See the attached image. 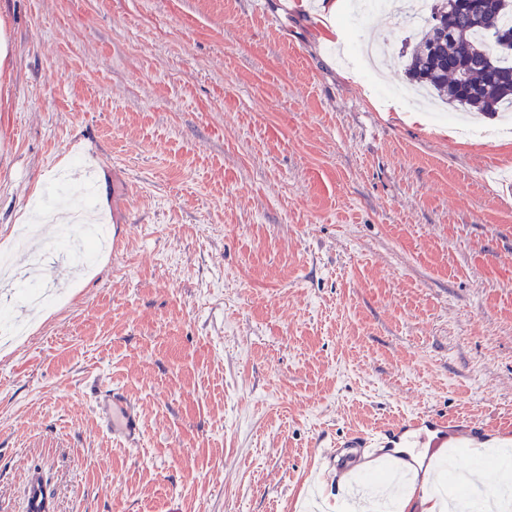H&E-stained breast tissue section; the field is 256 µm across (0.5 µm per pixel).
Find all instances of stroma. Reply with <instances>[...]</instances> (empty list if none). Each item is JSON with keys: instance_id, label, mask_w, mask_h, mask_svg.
<instances>
[{"instance_id": "stroma-1", "label": "stroma", "mask_w": 512, "mask_h": 512, "mask_svg": "<svg viewBox=\"0 0 512 512\" xmlns=\"http://www.w3.org/2000/svg\"><path fill=\"white\" fill-rule=\"evenodd\" d=\"M417 34L376 13L363 41ZM303 0H0V512H485L512 488V121L410 109ZM113 247L82 267L58 212ZM123 221L113 224V210ZM117 387L141 443L96 409ZM417 414L445 443L350 481L348 436Z\"/></svg>"}]
</instances>
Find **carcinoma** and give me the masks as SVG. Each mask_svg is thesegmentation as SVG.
Here are the masks:
<instances>
[{"mask_svg": "<svg viewBox=\"0 0 512 512\" xmlns=\"http://www.w3.org/2000/svg\"><path fill=\"white\" fill-rule=\"evenodd\" d=\"M487 0L477 15L466 0H436L433 25L412 46L405 72L411 82L463 111L512 109V57L491 44L488 27L512 31V7Z\"/></svg>", "mask_w": 512, "mask_h": 512, "instance_id": "obj_1", "label": "carcinoma"}]
</instances>
